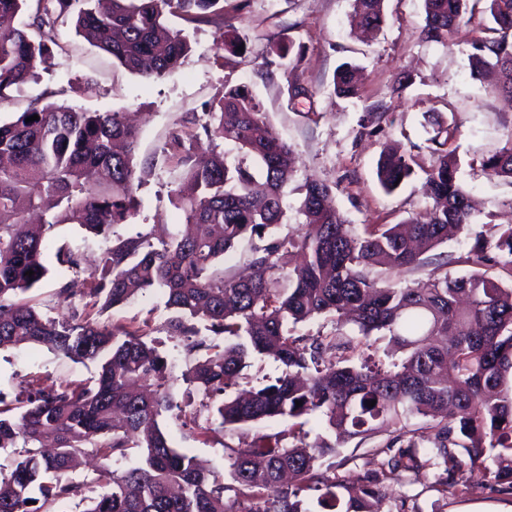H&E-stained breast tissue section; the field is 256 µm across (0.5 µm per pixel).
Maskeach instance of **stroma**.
<instances>
[{
  "mask_svg": "<svg viewBox=\"0 0 512 512\" xmlns=\"http://www.w3.org/2000/svg\"><path fill=\"white\" fill-rule=\"evenodd\" d=\"M387 22L377 34L361 38L349 25L351 0H225L224 24L199 23L182 14L169 16L172 28L183 30L192 50L167 75L145 79L114 62L111 56L76 35L73 23L59 26L53 57L39 69L36 80L22 88L7 89L0 103V121L8 122L34 102L55 100L88 112H123L139 132L138 168L134 189L138 206L129 223L116 226L115 234H175L183 230L181 210L172 205L174 171L160 149L183 113L204 112L218 100L225 85L246 86L266 113L269 126L292 146L295 171L285 189L289 205H297L299 188L308 180L332 189L333 202L347 225L357 230L365 224H397L413 217L426 218L432 206L424 183L431 165L430 138L453 128L451 147L460 162L458 178L478 214L477 224L424 254L420 265L402 270L378 269L379 277L411 284L426 279L435 263H443L449 277L471 273L459 263L471 236L483 233L495 239V227L512 224V181L484 172L482 156L502 147L512 134V101L494 89L493 77H473L469 54L474 39L486 36L487 21L475 14L449 34L446 42L422 40V0H385ZM227 29L241 38L242 53L218 55L216 37ZM296 44L303 59L291 75L268 69L267 51L275 44ZM350 61L362 69L361 96L336 97L332 79L339 64ZM306 85L311 96L290 99L288 79ZM382 103L387 117L375 131L362 129L359 119L366 107ZM414 152L415 174L401 189L385 193L376 178V165L385 145ZM51 250L70 249L84 256L78 272L56 267L47 259L49 275L29 291L28 299L52 318H88L128 329L149 323L162 338L163 353L173 363L166 385L179 403L189 404L199 419L209 416L199 394L181 377L191 364L182 340L168 337L172 317L161 294L135 297L128 305L99 311L85 305L82 294L99 271L100 239L80 225H60L49 237ZM69 283L70 297L58 296ZM97 372L94 362L72 363L47 349L18 345L0 351V395L14 398L22 381L37 375L45 382L81 381ZM162 427L174 448L190 453L211 470L221 483L231 478L224 460L225 446L237 447L258 433L285 428V421L247 423L234 427L212 425L199 436L194 425L184 424L175 413L164 414ZM307 442L322 439L339 448L346 467L363 474L373 467L375 451L384 447L385 432L338 442L323 419L312 415L303 427ZM428 473L408 476L384 499V512H392L397 499H406L419 512H512V489L504 485L464 487L442 492L432 486Z\"/></svg>",
  "mask_w": 512,
  "mask_h": 512,
  "instance_id": "1",
  "label": "stroma"
}]
</instances>
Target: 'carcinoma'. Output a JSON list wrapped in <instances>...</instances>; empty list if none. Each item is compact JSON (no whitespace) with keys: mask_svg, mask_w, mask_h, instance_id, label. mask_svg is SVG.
I'll return each mask as SVG.
<instances>
[{"mask_svg":"<svg viewBox=\"0 0 512 512\" xmlns=\"http://www.w3.org/2000/svg\"><path fill=\"white\" fill-rule=\"evenodd\" d=\"M482 1L492 36L472 43L471 71L497 70L499 88L512 95V0H423L422 35L445 41ZM223 2L36 0L22 27L0 25V102L4 90L35 77L56 44L58 24L70 17L78 35L129 71L161 77L190 51L166 16L193 10L191 20L208 22L224 12ZM383 4L352 0V21L379 32L386 24ZM27 9L28 0H0V19ZM333 87L342 98L359 97L356 67L340 64ZM35 114L39 119L26 121ZM206 115L203 122L185 113L162 147L188 185V193L175 191L171 202L192 230L157 244L142 233L109 244L113 228L136 212L138 134L123 113L48 102L0 124V349L29 344L74 364L100 362L92 382L47 384L32 376L15 400L0 395V452L12 457L9 467L0 466V512H374L370 500L382 497V485L422 471L432 472L438 485L476 471L512 489V284L486 271L453 279L439 266L405 286L372 273L416 266L450 231L475 223L450 149L454 132L431 140L427 221L366 224L350 233L327 203L331 188L310 181L297 208L301 233L267 241L266 234L288 220L284 188L293 151L268 128L266 113L244 86L226 89ZM199 127L212 145L234 143L238 156L230 160L214 150L200 158ZM414 164L413 154L385 148L376 170L381 187L400 189ZM481 167L512 179V135L482 157ZM60 224H80L107 243L101 276L83 295L88 303L110 309L139 292L164 294L175 312L169 335L187 341L188 354H199L185 380L203 403L214 404V420L223 426L294 421L226 447L232 485L210 480L161 430L159 418L181 406L165 386L173 364L149 329L45 318L19 300L48 275L45 240ZM245 237L260 240L250 249V274L224 275L218 263ZM288 248L301 250L304 260L281 288L279 254ZM464 262L512 278V225H499L494 241L476 234ZM29 270L34 275H25ZM344 313L359 336L296 335L289 328ZM198 321L224 337V345L201 335ZM374 335L392 346L395 359L387 365L360 356ZM256 355L274 357L285 373L244 396H227ZM372 400L375 405H367ZM311 414L323 416L340 439L388 431L411 414L434 425L422 440L394 436L377 450L376 468L339 474L322 462L338 449L303 441L299 419ZM132 448L139 449L136 464L112 468ZM87 454L95 459L96 477L77 481L76 458ZM97 486L102 491L94 496ZM227 491L233 498H225Z\"/></svg>","mask_w":512,"mask_h":512,"instance_id":"obj_1","label":"carcinoma"}]
</instances>
